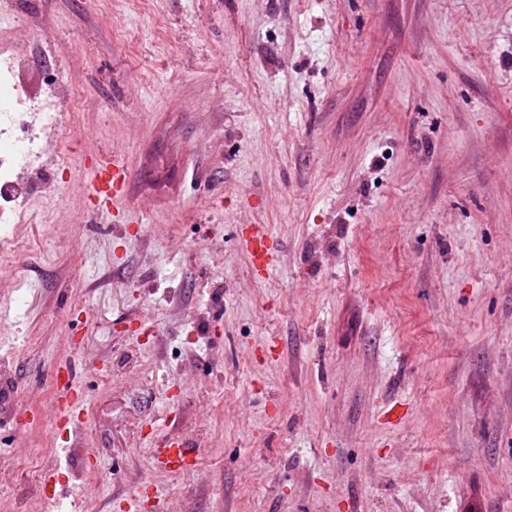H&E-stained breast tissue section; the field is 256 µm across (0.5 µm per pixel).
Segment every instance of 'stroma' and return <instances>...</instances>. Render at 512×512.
I'll return each instance as SVG.
<instances>
[{"label":"stroma","instance_id":"obj_1","mask_svg":"<svg viewBox=\"0 0 512 512\" xmlns=\"http://www.w3.org/2000/svg\"><path fill=\"white\" fill-rule=\"evenodd\" d=\"M11 22L76 101L50 104L68 165L0 224L29 242L0 269V459L48 448L65 489L0 479V512H512V0H0ZM105 152L115 217L86 208ZM64 366L86 477L48 425ZM197 428L196 472L155 468ZM89 203L94 215L111 213L118 208L130 178L128 164L118 155L102 154L90 171ZM242 239L253 262L260 261L263 264L262 268L268 271L273 265V256L267 245L268 235L266 228L261 224L251 225L247 228L246 235H242Z\"/></svg>","mask_w":512,"mask_h":512}]
</instances>
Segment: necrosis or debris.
<instances>
[{
  "instance_id": "obj_1",
  "label": "necrosis or debris",
  "mask_w": 512,
  "mask_h": 512,
  "mask_svg": "<svg viewBox=\"0 0 512 512\" xmlns=\"http://www.w3.org/2000/svg\"><path fill=\"white\" fill-rule=\"evenodd\" d=\"M29 38L0 50V84L11 87L10 95L0 97V194L10 197L13 210L0 209L1 224H16L25 217L27 189L38 173L35 158L47 154L56 164H65L57 135L61 117L49 116L36 125L35 117L45 100L60 89L51 84H34L29 79L26 49Z\"/></svg>"
}]
</instances>
